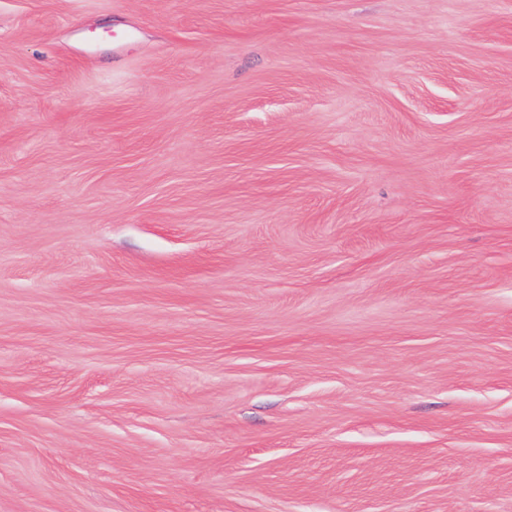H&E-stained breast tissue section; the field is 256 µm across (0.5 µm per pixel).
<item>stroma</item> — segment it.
<instances>
[{
	"mask_svg": "<svg viewBox=\"0 0 512 512\" xmlns=\"http://www.w3.org/2000/svg\"><path fill=\"white\" fill-rule=\"evenodd\" d=\"M0 512H512V0H0Z\"/></svg>",
	"mask_w": 512,
	"mask_h": 512,
	"instance_id": "35a3bbf8",
	"label": "stroma"
}]
</instances>
